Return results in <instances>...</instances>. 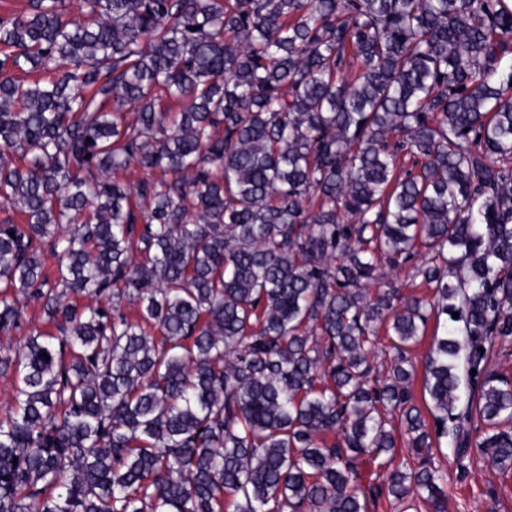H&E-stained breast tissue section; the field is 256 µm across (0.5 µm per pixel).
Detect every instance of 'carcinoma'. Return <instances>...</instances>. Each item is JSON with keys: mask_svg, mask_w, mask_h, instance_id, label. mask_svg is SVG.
I'll list each match as a JSON object with an SVG mask.
<instances>
[{"mask_svg": "<svg viewBox=\"0 0 512 512\" xmlns=\"http://www.w3.org/2000/svg\"><path fill=\"white\" fill-rule=\"evenodd\" d=\"M0 204V332L32 300L59 331L0 358V512H368L364 455L445 512L440 470L392 467L396 429L430 447L404 354L443 315L438 434L476 417L512 469L505 0H29L0 16ZM413 259L430 300L385 280ZM369 360L374 366L376 372L384 376L387 370L395 361V351L390 349L389 340L385 336H380L378 344L376 345L372 354L369 355ZM488 368L512 380V337L497 339L488 353ZM16 386L17 382L12 370L0 369V419L2 420L6 419L14 404Z\"/></svg>", "mask_w": 512, "mask_h": 512, "instance_id": "1", "label": "carcinoma"}]
</instances>
